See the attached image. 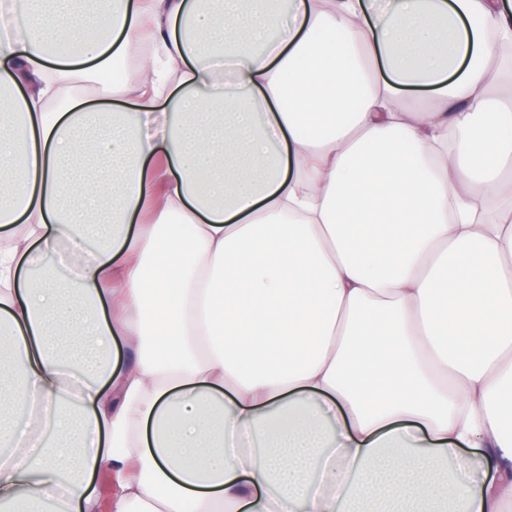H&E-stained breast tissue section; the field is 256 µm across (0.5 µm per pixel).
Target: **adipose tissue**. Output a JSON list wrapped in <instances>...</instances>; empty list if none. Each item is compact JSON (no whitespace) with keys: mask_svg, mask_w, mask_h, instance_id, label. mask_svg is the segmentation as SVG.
<instances>
[{"mask_svg":"<svg viewBox=\"0 0 512 512\" xmlns=\"http://www.w3.org/2000/svg\"><path fill=\"white\" fill-rule=\"evenodd\" d=\"M59 2L0 40V506L512 512V0Z\"/></svg>","mask_w":512,"mask_h":512,"instance_id":"obj_1","label":"adipose tissue"}]
</instances>
